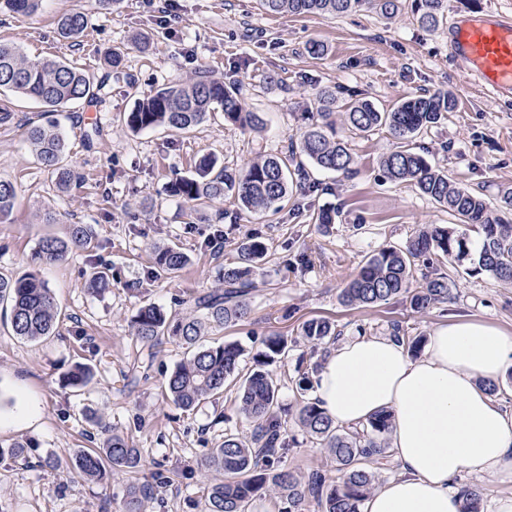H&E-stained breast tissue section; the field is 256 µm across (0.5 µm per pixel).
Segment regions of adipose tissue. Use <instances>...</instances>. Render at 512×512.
<instances>
[{"label":"adipose tissue","mask_w":512,"mask_h":512,"mask_svg":"<svg viewBox=\"0 0 512 512\" xmlns=\"http://www.w3.org/2000/svg\"><path fill=\"white\" fill-rule=\"evenodd\" d=\"M512 371V336L462 317L434 328L424 356L390 336H355L313 376V396L342 427L392 415L397 472L362 512H460V473L512 477V412L488 391Z\"/></svg>","instance_id":"adipose-tissue-1"}]
</instances>
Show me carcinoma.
I'll use <instances>...</instances> for the list:
<instances>
[{
	"mask_svg": "<svg viewBox=\"0 0 512 512\" xmlns=\"http://www.w3.org/2000/svg\"><path fill=\"white\" fill-rule=\"evenodd\" d=\"M405 0H258L259 9L276 15H317L336 18L371 5L382 17L390 19ZM444 0H411V10L419 15L425 29L443 19ZM17 14H35L41 0H7ZM87 28V17L80 11L63 15L57 22L56 33L63 39L75 40ZM11 92L33 99L49 111L70 103H90L97 99L100 85L84 70L55 58L31 59L20 48L0 43V93ZM322 123H315L304 132L294 169L277 156H265L235 172L213 157L203 158L190 176H177L170 193L198 206L226 196H232L246 210L274 213L282 209L293 189L292 174L302 176L306 165L349 175L355 160L347 147L336 140L335 122L331 119L336 102L334 92H318ZM224 112V121L243 130L258 131L262 118L247 111L239 92L224 83L204 77L173 85H162L139 98L125 117L133 131L162 128L187 132L202 124L215 109ZM455 100L446 92L408 98L393 109L381 112L371 103L361 101L349 106L346 117L353 131L369 132L385 128L394 138L405 142L400 149L380 160L383 177L391 182L413 184L421 195L448 210L458 224H478L482 237L472 241L453 226L430 224L410 239L403 248L389 247L373 252L341 291L349 306H370L401 294L418 312L445 303L451 296L453 282L437 272L435 264L442 260L465 267L471 276L488 275L512 285V189L505 190L499 203L492 205L484 196L460 186L448 178V173L433 166L427 158L407 145L423 130L439 123L454 111ZM26 140L38 162L55 177L61 186L74 179L66 163L67 143L58 124H31ZM16 186L0 180V215L14 207ZM92 232L86 224L70 226L66 239L42 238L33 260L53 263L66 257L73 248L91 243ZM266 252V245L252 237L239 247L238 261L224 268V289L205 294L196 301L199 316L176 318L152 304L138 308L131 319L133 335L143 343L155 345L161 336H172L192 347L206 335L208 328L222 327L239 321L248 314L247 296L255 288L254 270ZM425 263L430 272L422 274L418 283L412 281V266ZM151 263L155 274H173L187 264V257L172 248H156ZM0 303L9 305L10 324L15 335L28 342H38L54 333L58 309L50 288L35 274L16 279L0 277ZM301 336L320 345L335 338V330L326 320L312 319L301 328ZM393 336L408 352L421 350L423 340L408 336L393 326ZM243 347L236 342H224L202 347L180 363L167 379V390L173 403L184 411H193L206 399L224 391L230 378L239 382V410L251 423L253 431L246 439L236 433H224V442L212 449L205 465L224 473V479L207 486L208 512H245L247 503L264 491L273 495L278 512H306L315 505L318 512H360L365 497L380 482L375 468L386 458L389 446L387 434L391 416L382 413L362 428H344L308 397L312 389L311 371L293 381V393L298 401V421L310 436L328 449L336 461L339 476L332 480L319 471L299 476L275 463L290 448L285 420L278 403L279 388L265 367L288 355V339L273 336L265 340L264 350L256 358V367L249 373L239 372ZM92 379V369L86 364L75 365L69 373V384L86 386ZM73 469L81 476L97 480L107 470L135 472L141 466L140 449L129 440L114 434L99 449L83 450L72 460ZM151 494L145 485L130 488L125 512H141L142 500Z\"/></svg>",
	"mask_w": 512,
	"mask_h": 512,
	"instance_id": "carcinoma-1",
	"label": "carcinoma"
}]
</instances>
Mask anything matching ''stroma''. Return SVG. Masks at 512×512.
<instances>
[{
    "label": "stroma",
    "instance_id": "35a3bbf8",
    "mask_svg": "<svg viewBox=\"0 0 512 512\" xmlns=\"http://www.w3.org/2000/svg\"><path fill=\"white\" fill-rule=\"evenodd\" d=\"M494 9L512 14V0H445L442 21L427 30L410 9L388 20L368 5L327 19L267 14L256 0H177L180 21L169 25L149 0H120L108 9L98 0H42L31 16L12 13L0 0V42L31 57L74 63L103 84L95 103L69 104L56 114L76 175L68 189L41 168L25 137L29 123L46 120L40 103L14 98V119L0 126V179L17 188L12 211L0 218V277L30 271L40 239L66 237L70 225H88L95 242L93 249H73L40 267L58 306L52 336L31 343L0 322V412L10 411L21 395L41 405L34 426L0 430V512H123L130 486L147 481L158 489L144 501V512H207L200 487L223 474L206 468L205 458L225 432L244 436L252 424L238 410L233 383L194 411L176 406L165 380L191 348L168 336L144 345L132 334L131 318L150 302L179 317L196 315L195 298L222 287L225 266L236 262L239 245L250 237L266 245L250 312L210 329L201 343L239 342L245 349L239 369L246 373L266 337H287L288 356L271 371L295 439L280 465L294 473L337 475L327 450L297 421L292 382L324 353L301 339L304 322L327 319L345 337L385 335L397 323L409 335L426 337L450 316L463 315L512 336V285L467 275L452 263L444 268L455 284L451 300L423 313L403 295L368 307L339 298L367 255L405 246L427 225L452 221L414 187L383 180L379 160L399 142L384 129L350 131L344 121L350 103L367 100L387 111L414 96L448 91L455 110L417 136L414 147L491 202L512 188V96L485 93L448 58L453 20ZM70 11L87 16L85 32L74 41L55 33L56 20ZM140 37L148 38L147 51L132 48ZM312 41L323 45V54L308 52ZM122 43L130 50L115 75L104 58ZM202 73L238 88L245 108L264 118L263 129H241L219 111L187 134L126 126V114L144 92ZM271 74L281 84L268 83ZM323 89L336 94V135L355 159L352 175L310 169L304 188L276 214L246 211L231 197L198 212L168 193L169 182L190 174L205 156L239 170L264 155H286L317 120ZM325 207L336 210L335 223L326 226L314 221ZM218 234L224 250L214 253L207 240ZM167 246L180 248L189 262L176 274L153 277L151 253ZM94 267L112 283L101 294L88 285ZM80 362L91 367L93 379L76 388L66 375ZM114 433L140 448L138 472L110 471L95 482L73 471L80 450L99 447ZM17 443L27 446L28 461L8 455ZM48 457L57 466H46Z\"/></svg>",
    "mask_w": 512,
    "mask_h": 512
}]
</instances>
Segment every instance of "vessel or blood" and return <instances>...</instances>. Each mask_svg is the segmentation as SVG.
<instances>
[{"mask_svg":"<svg viewBox=\"0 0 512 512\" xmlns=\"http://www.w3.org/2000/svg\"><path fill=\"white\" fill-rule=\"evenodd\" d=\"M448 55L462 61L480 88L512 94V17L495 12L460 15L448 32Z\"/></svg>","mask_w":512,"mask_h":512,"instance_id":"vessel-or-blood-1","label":"vessel or blood"}]
</instances>
